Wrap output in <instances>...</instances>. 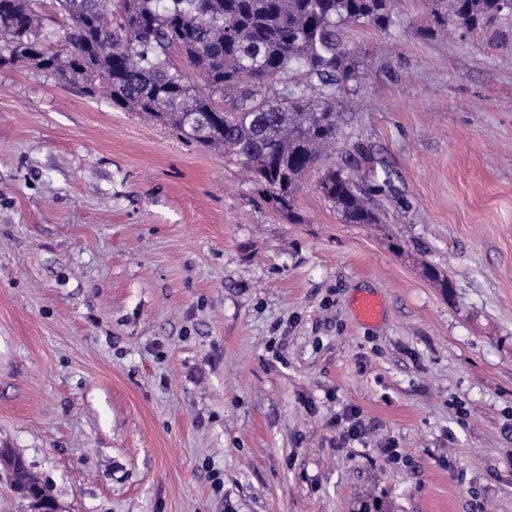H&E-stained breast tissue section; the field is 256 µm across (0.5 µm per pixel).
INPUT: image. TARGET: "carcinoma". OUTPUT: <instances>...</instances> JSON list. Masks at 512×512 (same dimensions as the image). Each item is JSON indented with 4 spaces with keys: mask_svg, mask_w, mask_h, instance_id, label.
Returning <instances> with one entry per match:
<instances>
[{
    "mask_svg": "<svg viewBox=\"0 0 512 512\" xmlns=\"http://www.w3.org/2000/svg\"><path fill=\"white\" fill-rule=\"evenodd\" d=\"M66 47L46 42L34 0H0V56L104 93L112 106L222 149L274 210L294 216L304 177L336 145V98L365 79L347 26L397 27L401 0H57ZM428 37L468 42L512 15L499 0H424ZM186 60L199 90L178 66ZM318 191L345 224H377L361 189L332 165Z\"/></svg>",
    "mask_w": 512,
    "mask_h": 512,
    "instance_id": "obj_1",
    "label": "carcinoma"
}]
</instances>
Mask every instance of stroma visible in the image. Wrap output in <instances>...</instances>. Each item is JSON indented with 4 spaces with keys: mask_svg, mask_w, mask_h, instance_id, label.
Wrapping results in <instances>:
<instances>
[{
    "mask_svg": "<svg viewBox=\"0 0 512 512\" xmlns=\"http://www.w3.org/2000/svg\"><path fill=\"white\" fill-rule=\"evenodd\" d=\"M402 10L346 30L326 159L377 224L315 172L282 215L223 151L0 66V448L59 512H512V30ZM318 191L330 202L345 224H377L379 215L361 197V189L344 169L326 166L318 181Z\"/></svg>",
    "mask_w": 512,
    "mask_h": 512,
    "instance_id": "stroma-1",
    "label": "stroma"
}]
</instances>
